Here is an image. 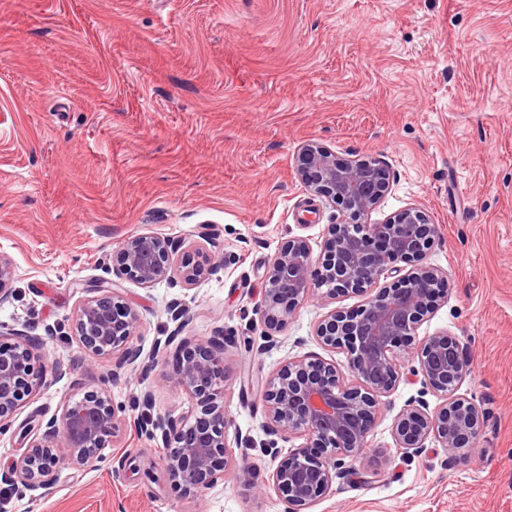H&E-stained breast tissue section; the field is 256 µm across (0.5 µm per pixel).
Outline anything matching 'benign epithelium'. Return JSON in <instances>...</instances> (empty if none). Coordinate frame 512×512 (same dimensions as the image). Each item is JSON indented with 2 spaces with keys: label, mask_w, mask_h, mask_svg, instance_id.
Segmentation results:
<instances>
[{
  "label": "benign epithelium",
  "mask_w": 512,
  "mask_h": 512,
  "mask_svg": "<svg viewBox=\"0 0 512 512\" xmlns=\"http://www.w3.org/2000/svg\"><path fill=\"white\" fill-rule=\"evenodd\" d=\"M307 187L340 207L346 221L328 226L323 251L313 256L301 239L285 243L268 264L264 293L258 305L264 330L262 343L247 338V347L260 354L278 347L296 309L306 300L320 303L339 295L364 297L356 310L334 311L319 321L320 343L345 354L346 371L320 358L297 357L282 365L261 398L264 406L262 456L276 463L272 487L286 512H308L331 490L334 481L357 474L368 437L380 412L381 398L395 390L411 371L423 388L443 398L436 410L416 401L398 416V447L419 454L432 438L448 454L459 456L476 443L483 412L457 394L469 375L467 350L448 333L418 338L428 314L444 298V273L426 263L438 239L437 225L419 208L410 206L378 223L364 218L380 204L388 189L381 164L373 159L344 160L336 152L308 142L300 150ZM210 256L183 249V243L153 234L124 240L116 277L144 288L167 282L191 286L211 272ZM394 283L377 288L383 279ZM12 265L0 256V305L12 299ZM95 296L86 299L75 318V339L97 357L119 355V367L135 366L140 357L130 345L138 314L118 291L100 281L84 286ZM178 342L172 361L164 363L167 378L189 395L193 407L174 421L146 410L129 419L114 407L108 391L95 389L64 404L50 418L41 436L33 438L4 480L30 490L48 486L64 465L80 468L102 459L116 430L130 423L136 431L161 440L164 463L174 485L191 495L224 480L233 457L226 439L224 413V350L236 343L220 331L209 339L168 337L158 346L165 352ZM48 352L45 343L0 322V433L16 412L45 384ZM60 438V455L49 440ZM301 443L282 454L281 441Z\"/></svg>",
  "instance_id": "benign-epithelium-1"
}]
</instances>
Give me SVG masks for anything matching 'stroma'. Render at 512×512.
<instances>
[{
	"mask_svg": "<svg viewBox=\"0 0 512 512\" xmlns=\"http://www.w3.org/2000/svg\"><path fill=\"white\" fill-rule=\"evenodd\" d=\"M310 141L384 166L369 222L417 206L437 225L427 262L445 297L418 334L460 338V392L484 414L464 458L431 439L406 456L395 422L422 390L410 377L383 398L357 475L310 512H512V0H0V255L13 268L0 322L57 331L46 384L16 421L103 386L126 415L148 392L155 411L186 416L191 398L154 362L175 328L168 306L184 304V335L258 337L270 260L291 239L320 252L342 219L297 170ZM145 233L234 260L190 288L120 281L140 359L116 382L114 358L85 354L74 320L85 284L111 280L122 240ZM362 302L306 301L278 348L225 354L228 440L258 482L274 468L248 446L264 436L258 389L298 356L344 364L315 327ZM21 451L17 429L0 434V512L285 510L232 470L184 496L164 449L130 426L101 462L62 467L38 491L1 479Z\"/></svg>",
	"mask_w": 512,
	"mask_h": 512,
	"instance_id": "obj_1",
	"label": "stroma"
}]
</instances>
